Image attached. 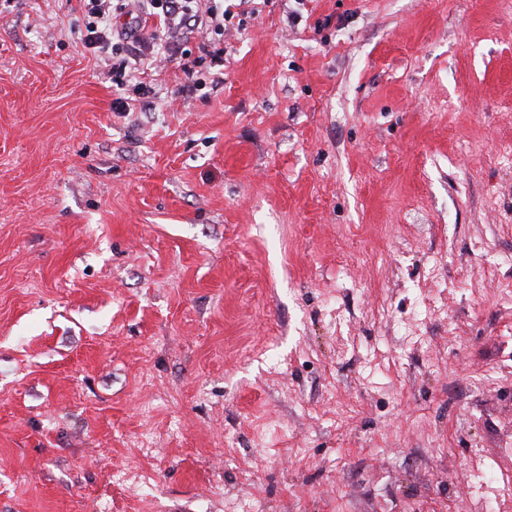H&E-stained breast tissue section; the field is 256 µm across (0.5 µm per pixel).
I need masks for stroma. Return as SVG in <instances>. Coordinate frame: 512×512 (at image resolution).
<instances>
[{"mask_svg":"<svg viewBox=\"0 0 512 512\" xmlns=\"http://www.w3.org/2000/svg\"><path fill=\"white\" fill-rule=\"evenodd\" d=\"M82 21L0 0V512H490L512 0H249L148 96Z\"/></svg>","mask_w":512,"mask_h":512,"instance_id":"stroma-1","label":"stroma"}]
</instances>
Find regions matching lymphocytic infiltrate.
<instances>
[{
    "instance_id": "obj_1",
    "label": "lymphocytic infiltrate",
    "mask_w": 512,
    "mask_h": 512,
    "mask_svg": "<svg viewBox=\"0 0 512 512\" xmlns=\"http://www.w3.org/2000/svg\"><path fill=\"white\" fill-rule=\"evenodd\" d=\"M80 43L91 55L112 63V82H137L168 57L182 54L192 35L207 39L212 58L224 54L227 11L217 0H82ZM132 18L133 26L115 30L112 19Z\"/></svg>"
}]
</instances>
